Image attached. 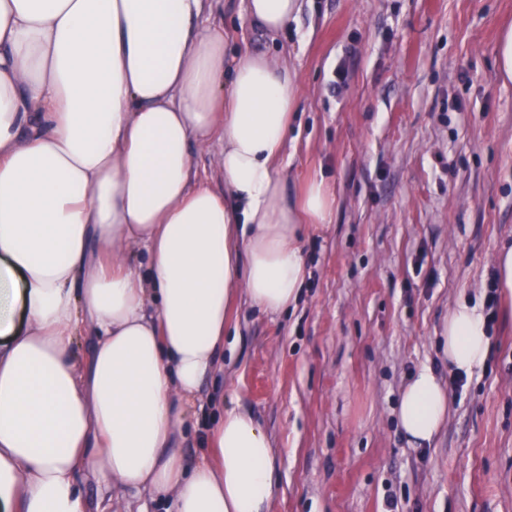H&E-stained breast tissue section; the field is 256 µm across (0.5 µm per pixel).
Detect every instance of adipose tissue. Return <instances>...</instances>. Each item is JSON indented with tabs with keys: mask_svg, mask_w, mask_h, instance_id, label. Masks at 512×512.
Masks as SVG:
<instances>
[{
	"mask_svg": "<svg viewBox=\"0 0 512 512\" xmlns=\"http://www.w3.org/2000/svg\"><path fill=\"white\" fill-rule=\"evenodd\" d=\"M299 0H248L268 33ZM207 0H0V512H267L276 451L223 409L210 459L183 461L189 408L219 370L228 311L294 304L306 224L334 201L315 177L289 195L280 163L298 107L285 59L225 55ZM220 143L225 190L193 181L191 147ZM146 256L142 268L128 261ZM94 338L88 359L71 350ZM479 306L458 304L439 358L488 354ZM448 387L418 368L397 417L411 445L444 427Z\"/></svg>",
	"mask_w": 512,
	"mask_h": 512,
	"instance_id": "obj_1",
	"label": "adipose tissue"
}]
</instances>
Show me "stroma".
Wrapping results in <instances>:
<instances>
[{
    "label": "stroma",
    "mask_w": 512,
    "mask_h": 512,
    "mask_svg": "<svg viewBox=\"0 0 512 512\" xmlns=\"http://www.w3.org/2000/svg\"><path fill=\"white\" fill-rule=\"evenodd\" d=\"M209 20L231 54L287 58V190L321 177L334 209L302 228L296 305L235 300L186 463L206 455L217 403L237 404L279 451L269 512H512L511 299L432 445H409L397 419L419 366L447 374L441 326L457 304H485L512 243V83L496 64L512 0H300L272 38L247 0H218Z\"/></svg>",
    "instance_id": "obj_1"
}]
</instances>
